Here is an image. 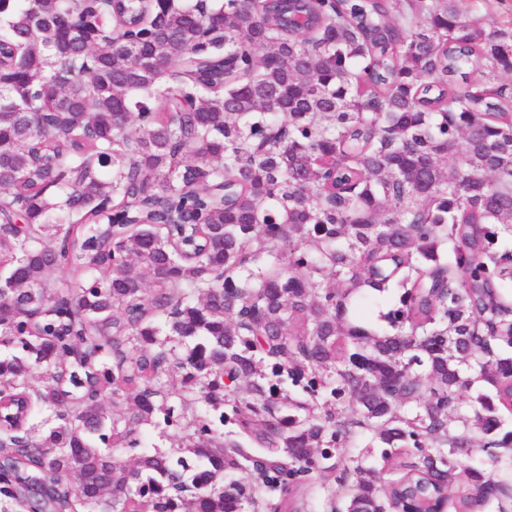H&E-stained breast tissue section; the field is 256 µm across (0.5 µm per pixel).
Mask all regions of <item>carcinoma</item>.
<instances>
[{
  "label": "carcinoma",
  "instance_id": "cac0c4a2",
  "mask_svg": "<svg viewBox=\"0 0 512 512\" xmlns=\"http://www.w3.org/2000/svg\"><path fill=\"white\" fill-rule=\"evenodd\" d=\"M455 2L120 0L115 37L0 0V512H290L312 472L344 512L508 498L512 32ZM394 292L390 331L354 316ZM350 436L419 459L383 483Z\"/></svg>",
  "mask_w": 512,
  "mask_h": 512
}]
</instances>
